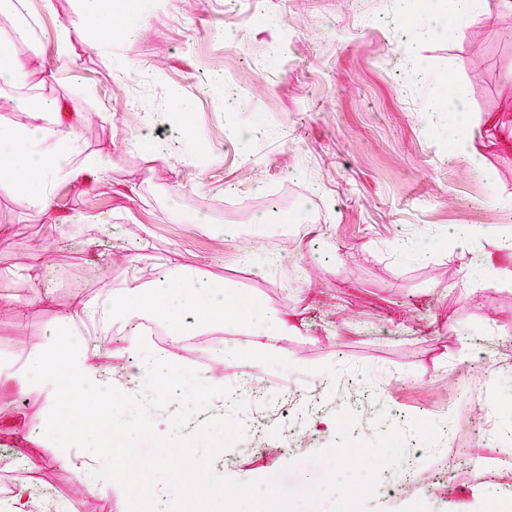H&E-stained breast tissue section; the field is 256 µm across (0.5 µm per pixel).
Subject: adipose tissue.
Returning a JSON list of instances; mask_svg holds the SVG:
<instances>
[{
  "instance_id": "1",
  "label": "adipose tissue",
  "mask_w": 512,
  "mask_h": 512,
  "mask_svg": "<svg viewBox=\"0 0 512 512\" xmlns=\"http://www.w3.org/2000/svg\"><path fill=\"white\" fill-rule=\"evenodd\" d=\"M39 107L51 116L50 124L0 133V189L29 194L49 213L53 210L48 190L52 181L91 179L111 168L112 160L95 155L82 165L73 166L75 135L68 114L53 99L41 100ZM157 303L173 310L184 308L200 313L199 325L203 328L231 325L234 340L224 348L225 364H235L246 357L263 365L286 362L276 341L288 333L287 320L270 308L256 306L246 320L228 321L226 313L234 304L230 293L201 272L182 273L174 278L164 276L148 286L131 281L123 299L114 307L129 322ZM114 307L107 303L91 305L77 294L73 297L70 319L83 326L93 325ZM101 349L100 343L69 335L63 341L30 352L13 365L8 378L18 394L36 390L52 405L64 393L72 412H86L112 396V370L94 359ZM45 420L49 436L56 439L54 462L74 465L78 481L89 494L105 495L116 507H123L129 499V486L113 480L94 458L81 456L83 439L78 426L52 412L47 413Z\"/></svg>"
}]
</instances>
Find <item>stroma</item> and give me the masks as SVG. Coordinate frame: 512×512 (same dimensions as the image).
Here are the masks:
<instances>
[{
    "mask_svg": "<svg viewBox=\"0 0 512 512\" xmlns=\"http://www.w3.org/2000/svg\"><path fill=\"white\" fill-rule=\"evenodd\" d=\"M409 0H112L117 32L98 41L84 0H19L0 13V36L22 52L15 85L0 87V131L48 123L37 109L53 98L72 114L75 162L107 155L106 177L51 186L52 213L21 194L0 191V296L24 300L32 285L22 264L42 250L50 280L25 318L0 303V443L25 448L47 411L43 396L18 397L3 380L11 364L68 328L72 296L113 298L131 279L147 284L160 269L201 271L251 296L293 325L278 346L303 373L260 368L248 358L215 364L225 381L241 373L281 389L314 387L315 370L335 369L385 389L389 414L432 420L446 410L451 428L426 460L441 469L471 405L468 373L455 364L461 345L512 337V284L486 275L473 254L424 238L453 226L498 227L512 235V48L494 40L512 12L475 0L453 34L416 46L399 20L421 28L428 17ZM82 23L73 64L47 43L59 23ZM132 66L127 81L118 65ZM470 107L480 169L445 150L448 114L438 75ZM501 125H486L489 116ZM265 129L243 154L229 128ZM308 205L315 222L255 233L270 208L269 187ZM208 216L175 223L174 210ZM239 225L238 239L217 226ZM413 377L415 385L400 386ZM459 388L449 397V383ZM43 472L66 512H115L99 496L74 492L71 468ZM239 482L279 477L301 493L319 479L314 463L297 468L288 452L240 457ZM497 472L468 471L441 481L426 512H490L500 497Z\"/></svg>",
    "mask_w": 512,
    "mask_h": 512,
    "instance_id": "35a3bbf8",
    "label": "stroma"
}]
</instances>
